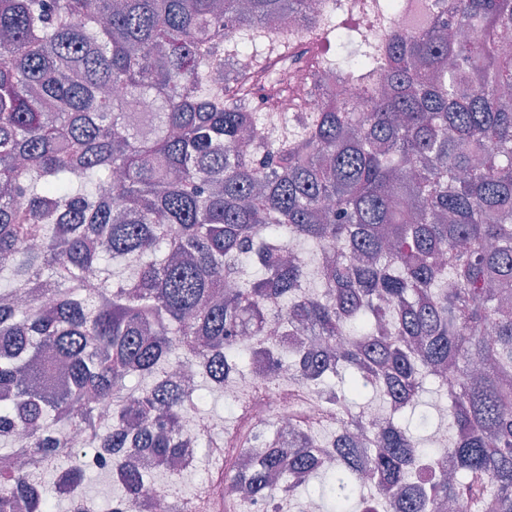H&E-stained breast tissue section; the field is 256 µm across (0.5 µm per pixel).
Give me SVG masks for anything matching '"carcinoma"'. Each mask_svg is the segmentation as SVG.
Masks as SVG:
<instances>
[{
    "label": "carcinoma",
    "instance_id": "cac0c4a2",
    "mask_svg": "<svg viewBox=\"0 0 512 512\" xmlns=\"http://www.w3.org/2000/svg\"><path fill=\"white\" fill-rule=\"evenodd\" d=\"M341 2L0 0V438L29 464L0 471V512H53L48 458L82 488L72 430L112 451L111 512L202 446L263 449L225 476L269 512L317 476L334 512H512V0H405L398 27L397 0H351L374 38L330 57ZM242 336L344 426L379 392L378 426L190 433L206 395L171 368L222 391ZM428 378L440 449L398 423ZM426 387H427V392H424L421 395V397H420L421 405H419L418 409H429V408H426L425 405L431 406V404H435L438 402L439 396L436 394L435 387L433 385H431L430 383H427ZM442 409H443L442 403L435 404V409H434L435 412H440ZM435 412H434V414H435V418H436V423H440L441 430L436 437H433L434 443L427 445V446H429L427 448H438L439 440H437V438L439 439L440 437H442V434L444 433V427L448 424V416H447L448 413L447 412H441L442 413L441 415H437V413H435Z\"/></svg>",
    "mask_w": 512,
    "mask_h": 512
}]
</instances>
